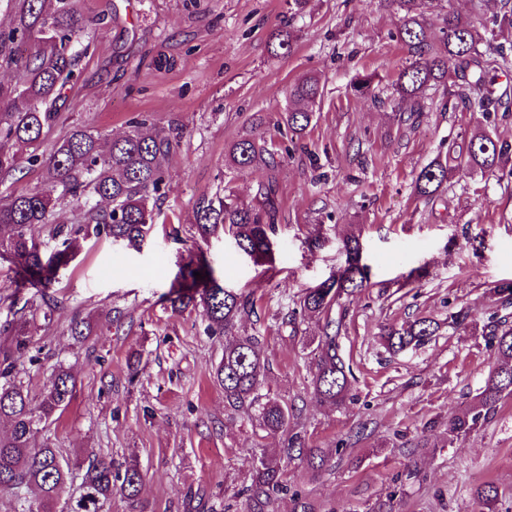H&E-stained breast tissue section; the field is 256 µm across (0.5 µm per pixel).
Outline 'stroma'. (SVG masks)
Listing matches in <instances>:
<instances>
[{"instance_id": "stroma-1", "label": "stroma", "mask_w": 512, "mask_h": 512, "mask_svg": "<svg viewBox=\"0 0 512 512\" xmlns=\"http://www.w3.org/2000/svg\"><path fill=\"white\" fill-rule=\"evenodd\" d=\"M76 5L90 34L58 110L108 139L145 113L155 128L178 129L179 139L165 165L171 190L142 246L80 237L50 288L59 306L36 322L40 350L25 381L40 396L61 363L77 388L36 444L116 465L137 460L152 512H243L253 459L286 447L288 437L267 435L226 408L211 376L222 340L205 334L200 316L164 306L180 269L200 255L221 286L253 296L254 311L238 328L261 336L267 389L293 406L291 425L305 447L333 454L319 474L289 464L288 491L274 512H291L295 492L316 512H482L473 492L483 483L498 489L495 512H512V397L458 439L439 424L472 403L494 368L492 321L512 324V306L490 291L512 281V162L492 173L462 170L432 201L415 190L425 165L463 161L476 130L512 141V67L497 73L496 112L469 111L449 83L430 87L421 112L403 122L395 81L410 56L391 0H308L300 15L288 0ZM503 5L422 0L421 12L431 41L451 8L512 56V25L484 27ZM286 28L297 35L294 51L273 56L269 38ZM306 73L320 77L323 94L299 146L274 172L231 169V145L252 134L256 115L284 112L289 84ZM364 73L376 76L374 96L350 90ZM270 174L280 202L272 264L254 262L230 236L200 237L199 198L229 191L252 203ZM353 236L370 279L332 311L354 394L336 408L310 395L323 317H284L306 289L345 267L343 243ZM460 310L467 319L450 324ZM77 315L92 325L81 344L68 334ZM421 317L440 322L437 336L385 354L382 326ZM137 354L134 376L128 362Z\"/></svg>"}]
</instances>
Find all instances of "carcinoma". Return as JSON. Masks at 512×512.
I'll list each match as a JSON object with an SVG mask.
<instances>
[{"label":"carcinoma","instance_id":"carcinoma-1","mask_svg":"<svg viewBox=\"0 0 512 512\" xmlns=\"http://www.w3.org/2000/svg\"><path fill=\"white\" fill-rule=\"evenodd\" d=\"M15 9L13 25L0 29V66L16 67L21 79L15 85L0 84V184L31 167L42 170L45 178L60 189L51 197L39 191L10 193L0 197V259L15 267L14 291L4 299L16 303L24 288H35L41 302L32 304L19 318L0 324V422L9 429L0 433V492L10 494L14 512H56L65 488L78 485V492L65 501L62 512H103L112 493H121L133 512H148L141 499L144 475L135 463L122 471L112 469V461L94 456L83 464L63 456L56 448L32 444L40 427L63 413L74 396L75 380L63 366H55L39 401H34L21 377L22 359L35 347L32 328L37 315L48 317L58 306L49 295L60 268L75 247L72 230L55 222L57 206L71 200L78 210L77 223L83 230L121 240L139 247L153 229L154 210L170 191L164 164L176 144L171 132L142 130L148 119L131 122L130 131L102 149L99 136L79 124L68 136L56 142L48 153L39 151L49 130L61 119L55 111L64 89L77 80L78 54L74 44L86 36L88 25L75 7V0H10ZM401 13L399 37L414 60L398 75L397 111H421V98L430 84L461 82L473 90L466 94L473 112L495 109L493 71L508 64L503 48L485 43L474 25L452 11L442 17V46L428 43L427 31L419 20V0H392ZM376 76L362 74L351 84L357 95L374 89ZM321 97L320 78L306 74L294 80L287 90L289 106L279 114L276 125H284L299 138L313 119L312 107ZM281 156L274 143L244 137L229 151V166L248 169L278 166ZM512 157V142L481 131L474 135L466 152V165L492 171ZM448 180V165L432 162L420 170L416 189L431 198ZM280 204L275 178L259 182L256 203L242 206L232 195L201 198L195 204L196 227L207 238L225 230L237 246L263 262H272L273 237L278 230ZM53 225L51 236L61 240V249L50 254L41 250L40 233ZM347 266L314 288H308L292 314L301 317L327 315L342 293L364 287L367 266L361 264L358 238L345 241ZM205 261L193 259L183 278L187 289L168 293L165 302L174 313L201 314L206 332L224 339V352L215 366L213 379L224 389L225 406L245 412L266 434L288 431L292 411L288 404L264 391L268 364L262 357L259 337L236 332L240 317L253 308L250 299L228 290L215 280L200 279ZM336 322H326L318 345L311 379V395L319 403L341 407L350 387V368L339 355ZM439 324L418 318L383 329L385 349L398 355L427 342ZM491 347L496 365L476 395L475 403L444 422L448 441L465 435L485 422L498 403L512 396V325L493 331ZM301 436L293 433L283 452L287 460L300 459L313 470L324 469L329 455L321 448H300ZM283 465L277 457H262L253 466L252 483L246 493V512H273L278 494L285 489ZM474 495L486 508L497 501L498 490L491 484L479 486Z\"/></svg>","mask_w":512,"mask_h":512}]
</instances>
